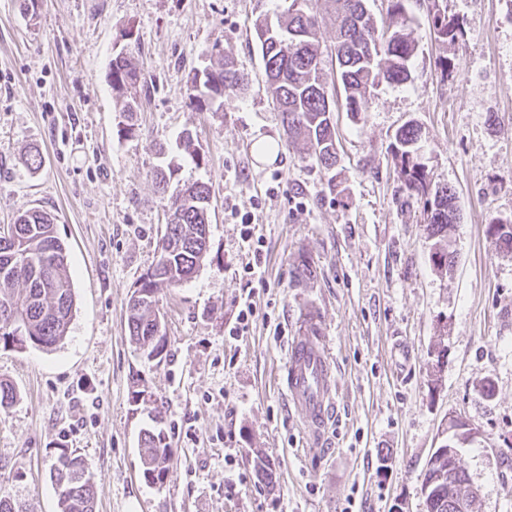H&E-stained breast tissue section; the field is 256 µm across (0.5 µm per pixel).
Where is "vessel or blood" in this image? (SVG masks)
<instances>
[{"instance_id":"b4317fda","label":"vessel or blood","mask_w":512,"mask_h":512,"mask_svg":"<svg viewBox=\"0 0 512 512\" xmlns=\"http://www.w3.org/2000/svg\"><path fill=\"white\" fill-rule=\"evenodd\" d=\"M290 403L300 415L313 446L327 445L329 426L335 418V378L322 320L315 304H307L288 344L284 377Z\"/></svg>"}]
</instances>
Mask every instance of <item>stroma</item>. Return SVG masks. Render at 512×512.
Listing matches in <instances>:
<instances>
[{"instance_id":"35a3bbf8","label":"stroma","mask_w":512,"mask_h":512,"mask_svg":"<svg viewBox=\"0 0 512 512\" xmlns=\"http://www.w3.org/2000/svg\"><path fill=\"white\" fill-rule=\"evenodd\" d=\"M435 3L458 42L437 38ZM403 4L411 78L379 85L366 112L335 113L330 174L289 144L265 92L252 21L287 0H0V227L22 209L55 215L75 292L58 346H0V381L17 392L0 410V494L57 512L51 472L67 448L88 467L96 512H425L427 461L458 416L479 432L462 452L474 512H512V253L486 234L512 224V0ZM127 28L153 81L130 134L107 82ZM216 42L250 88L203 112L189 88ZM412 120L433 181L457 191L447 275L429 260L421 204L399 198L391 145ZM186 132L204 163L183 157ZM170 163L177 181L211 187L209 247L190 280L160 291L152 359L129 339L126 305L157 260L153 174ZM240 212L264 238L260 282L243 276ZM304 261L313 273L299 282ZM248 288L253 326L234 339ZM307 302L335 359L327 449L281 388ZM155 426L172 454L160 485L140 457ZM259 461L272 484L258 483Z\"/></svg>"}]
</instances>
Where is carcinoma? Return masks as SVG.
Wrapping results in <instances>:
<instances>
[{
	"label": "carcinoma",
	"mask_w": 512,
	"mask_h": 512,
	"mask_svg": "<svg viewBox=\"0 0 512 512\" xmlns=\"http://www.w3.org/2000/svg\"><path fill=\"white\" fill-rule=\"evenodd\" d=\"M328 18L335 28L340 56L331 69L333 86L343 94L337 102L317 83V66L322 63L319 21L313 0H290L287 9L272 18L260 14L253 23L261 52L266 89L280 113L288 141L302 146L319 168L331 172L338 164L336 124L329 123L334 106L347 112H365L371 90L386 81H409V61L416 44L405 33L407 18L402 0H391V11L400 19L396 24L378 27L366 7V0H325ZM432 24L438 38L458 39V23L446 11L433 5ZM112 93L121 103L127 119V131L136 126L138 96L144 87L142 67L133 54L122 51L109 64ZM249 78L236 68L233 60L222 55L210 68L204 91L193 95L198 107H208L224 97V92L244 93ZM423 131L408 122L394 135L392 157L397 169L399 192L405 200L422 204L424 231L430 242V261L440 273H448L455 263L448 221V186L432 184L427 170L416 162ZM174 171L156 173L155 187L166 200L169 221L158 244L157 261L142 276V287L158 293L161 286L176 288L190 280L207 255L203 225L210 224V186L202 181L187 183L175 194L167 195ZM55 217L45 211L25 209L19 212L10 235L0 238V319L5 313L17 314L31 341L41 348L61 342L68 333L74 312V291L66 272L65 247L54 230ZM16 252L27 254L34 264L17 272L7 266V257ZM127 328L132 342L147 352L159 355L162 322L160 312L144 307L126 309ZM142 476L154 484L163 481L168 470L170 448L162 432L147 430L141 437ZM435 482L425 496L427 512H457L458 486L448 481V457L429 460ZM57 488L58 512H95L94 486L86 475L85 461L60 449L53 469Z\"/></svg>",
	"instance_id": "obj_1"
}]
</instances>
